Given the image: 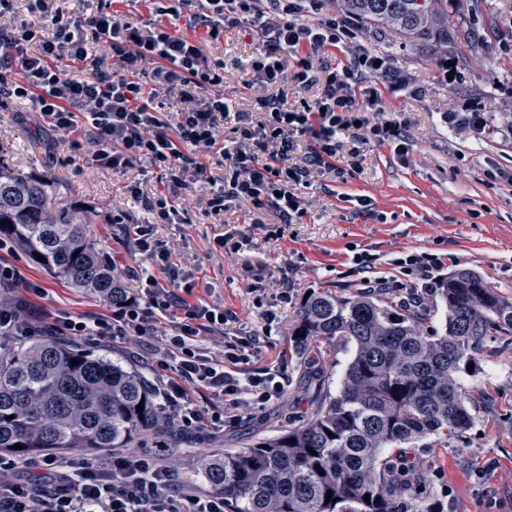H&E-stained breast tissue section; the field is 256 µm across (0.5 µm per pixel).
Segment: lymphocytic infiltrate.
<instances>
[{"mask_svg":"<svg viewBox=\"0 0 512 512\" xmlns=\"http://www.w3.org/2000/svg\"><path fill=\"white\" fill-rule=\"evenodd\" d=\"M153 2L156 20L136 25L118 13L69 15L64 0H28V21L0 25V97L27 100L50 127L85 144L97 169L155 174L161 188L145 198L144 207L161 223H174L177 199L196 183L209 193L212 214L245 201L273 210L281 223H293L304 214L297 186L336 171L341 159L356 168L358 145L365 140H403L400 123L368 119L382 109L381 94L370 84L387 72L377 55L355 43L348 21L305 17V9H321L324 0L305 5L300 0ZM241 26L262 44L249 64L253 82L268 90L256 100L264 114L259 122L224 99L223 61L210 60L200 42L187 35L200 29L215 40ZM329 48L346 52L347 62L326 63ZM63 61L68 69H60ZM140 73L149 75L150 84L137 81ZM292 85L314 86L318 93L293 104L288 100ZM156 97L180 104L176 128L154 112ZM224 125L231 131L225 140L218 135ZM346 134L353 148H344ZM137 234L141 261L124 268L137 287L102 315L35 310L26 296L42 295V287L0 256V286L23 292L22 298L0 304V339L146 340L142 360L165 421L184 432L218 429L225 415L277 397L285 385L281 372L270 368L244 378L237 369L260 336L225 342L219 359L202 352L201 336L223 331L233 313L184 300L169 253L152 243L147 227H138ZM442 265L441 257L429 252L402 257V274L422 284L402 298V305L419 302L434 289ZM158 268L167 278L155 276ZM173 309L180 310L179 320L158 327L159 317ZM191 389L220 401L222 413L208 417L191 407ZM0 512H224V495L173 494L169 470L135 451L101 462L75 455L60 463L48 455L39 464L1 453Z\"/></svg>","mask_w":512,"mask_h":512,"instance_id":"lymphocytic-infiltrate-1","label":"lymphocytic infiltrate"}]
</instances>
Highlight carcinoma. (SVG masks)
Wrapping results in <instances>:
<instances>
[{"instance_id":"cac0c4a2","label":"carcinoma","mask_w":512,"mask_h":512,"mask_svg":"<svg viewBox=\"0 0 512 512\" xmlns=\"http://www.w3.org/2000/svg\"><path fill=\"white\" fill-rule=\"evenodd\" d=\"M342 9L363 25L414 34L438 50L458 41L448 0H342ZM56 195L54 182L0 161V236L20 240L30 261L56 278L118 302L124 289L93 239L96 215L60 207ZM437 291L445 308L440 336L423 333V313L412 307L371 294L311 292L291 331V350L312 367L315 344L350 346L340 388L281 434L203 460L226 508L444 512L400 475L385 450L431 437L446 444L474 423L461 376L470 362L479 370L492 338L512 332V301L465 267L448 273ZM160 426L157 397L138 371L54 339L0 354V451L21 459L60 448L97 454L127 448Z\"/></svg>"}]
</instances>
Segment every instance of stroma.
Returning a JSON list of instances; mask_svg holds the SVG:
<instances>
[{
    "label": "stroma",
    "mask_w": 512,
    "mask_h": 512,
    "mask_svg": "<svg viewBox=\"0 0 512 512\" xmlns=\"http://www.w3.org/2000/svg\"><path fill=\"white\" fill-rule=\"evenodd\" d=\"M448 12L456 27L475 30L483 39L464 66L457 50L433 54L421 38L353 24L356 43L382 56L402 81L399 88L382 89L384 110L369 118L402 121L406 151L398 153L392 141L371 142L362 147L360 169L326 173L299 186L305 213L295 224L275 223L272 213L245 205L224 217L210 214L197 185L178 201L181 223H152L125 187L136 182L152 196L160 188L155 176L93 168L84 149L34 118L27 102L0 98L1 161L51 179L61 205L97 211L100 222L92 230L111 258L137 265L136 228L150 225L154 240L188 274L189 302L217 304L237 317L223 333L203 337V350L214 356L222 352L224 336L256 333L263 340L242 372L268 367L285 376L280 399L244 410L223 429L184 435L151 431L137 439L136 451L170 470L185 494L211 489L201 458L278 435L292 421L309 417L324 391H337L350 348L320 344V375L312 379L292 355L289 334L307 292H365L353 269L355 253L376 255L377 269L385 273L390 259L434 253L444 271L475 270L512 300V0H450ZM193 36L207 56L223 60L225 98L237 110L255 111L263 89L249 82L244 67L260 49L257 36L242 27L218 41L205 39L200 30ZM442 59L455 63L453 77L439 67ZM473 107L486 114L484 133L449 124V113ZM228 232L239 243L231 252L217 244ZM12 262L43 287L36 306L106 312L102 299L55 278L24 252ZM462 383L472 394L475 416L462 437L445 445L430 439L403 444L391 453L409 465L412 482L444 512H512V333L488 342L479 373Z\"/></svg>",
    "instance_id": "1"
}]
</instances>
